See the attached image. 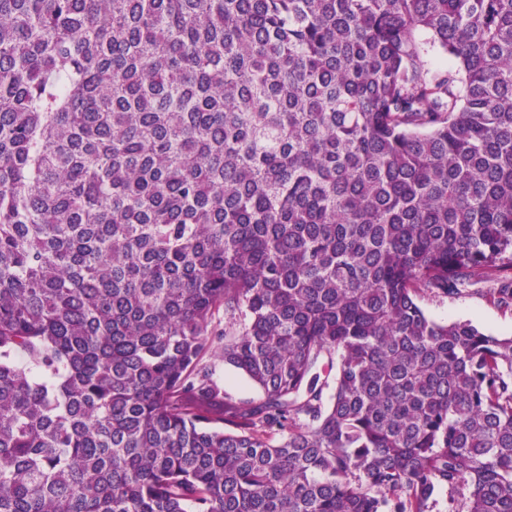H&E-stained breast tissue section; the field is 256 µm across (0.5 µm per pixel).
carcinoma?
<instances>
[{
  "instance_id": "carcinoma-1",
  "label": "carcinoma",
  "mask_w": 512,
  "mask_h": 512,
  "mask_svg": "<svg viewBox=\"0 0 512 512\" xmlns=\"http://www.w3.org/2000/svg\"><path fill=\"white\" fill-rule=\"evenodd\" d=\"M479 280L512 0H0V512H512ZM489 284L478 281L455 296L423 294L419 305L433 320L440 323L470 321L486 333L512 336V309L499 307L486 294ZM202 363L209 368L214 382L224 388V392L236 401L257 400L263 396L262 391L257 388L245 375L224 362L206 355Z\"/></svg>"
}]
</instances>
